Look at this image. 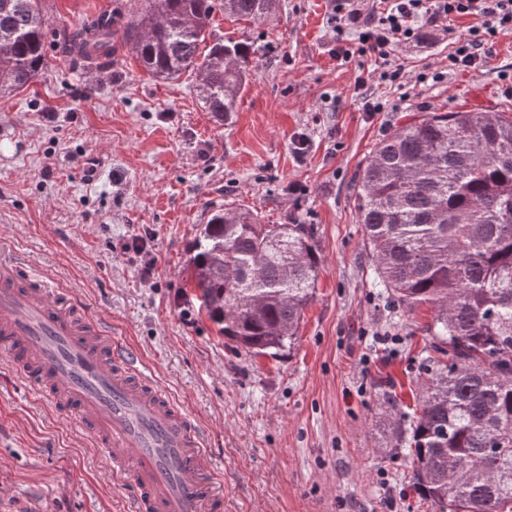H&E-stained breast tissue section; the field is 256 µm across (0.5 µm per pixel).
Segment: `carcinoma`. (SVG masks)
Returning a JSON list of instances; mask_svg holds the SVG:
<instances>
[{"instance_id":"cac0c4a2","label":"carcinoma","mask_w":512,"mask_h":512,"mask_svg":"<svg viewBox=\"0 0 512 512\" xmlns=\"http://www.w3.org/2000/svg\"><path fill=\"white\" fill-rule=\"evenodd\" d=\"M276 0H145L123 26L142 67L170 79L191 71L208 111H236L250 48L198 54L213 12L262 23ZM42 0H0V94L28 87L46 64ZM116 31L74 34L91 57L116 52ZM358 220L373 281L411 312L429 307L419 409L388 424L412 463V486L440 512H512V116H410L359 172ZM189 257L198 309L254 356L296 344L322 260L306 224H263L216 209Z\"/></svg>"}]
</instances>
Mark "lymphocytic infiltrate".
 <instances>
[{
  "mask_svg": "<svg viewBox=\"0 0 512 512\" xmlns=\"http://www.w3.org/2000/svg\"><path fill=\"white\" fill-rule=\"evenodd\" d=\"M330 22L343 46L338 60L373 57L383 64L382 78L399 83L401 67L394 60L398 48L418 39L423 27L447 29L452 45L449 61L461 70H480L496 38L512 33V0H379L362 10L354 0H331ZM474 16L478 25L466 31L448 30L450 18Z\"/></svg>",
  "mask_w": 512,
  "mask_h": 512,
  "instance_id": "obj_1",
  "label": "lymphocytic infiltrate"
}]
</instances>
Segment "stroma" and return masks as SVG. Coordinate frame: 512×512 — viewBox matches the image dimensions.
I'll return each mask as SVG.
<instances>
[{
  "label": "stroma",
  "mask_w": 512,
  "mask_h": 512,
  "mask_svg": "<svg viewBox=\"0 0 512 512\" xmlns=\"http://www.w3.org/2000/svg\"><path fill=\"white\" fill-rule=\"evenodd\" d=\"M142 6L45 0L49 66L0 99V244L89 318H105L202 424L224 475V512H433L382 417L384 393L398 413L416 403L431 312H406L373 287L354 180L403 115L512 116L500 79L512 34L468 72L450 66L440 32H426L397 51V86L371 60L337 61L329 0H278L261 24L219 9L208 44L251 48L237 108L220 122L191 72L153 77L128 45L102 80L94 63L62 56L63 34L125 21ZM365 94L387 111L363 112ZM225 206L314 229L316 294L281 359L234 348L198 311L189 246ZM135 235L146 238L143 251L126 249ZM380 334L390 343H377ZM128 494L73 416L20 391L0 351V512H132Z\"/></svg>",
  "instance_id": "35a3bbf8"
}]
</instances>
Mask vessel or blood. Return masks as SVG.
I'll use <instances>...</instances> for the list:
<instances>
[{
    "mask_svg": "<svg viewBox=\"0 0 512 512\" xmlns=\"http://www.w3.org/2000/svg\"><path fill=\"white\" fill-rule=\"evenodd\" d=\"M0 348L23 389L73 415L136 512H223L201 430L102 320L18 258L0 257Z\"/></svg>",
    "mask_w": 512,
    "mask_h": 512,
    "instance_id": "1",
    "label": "vessel or blood"
}]
</instances>
